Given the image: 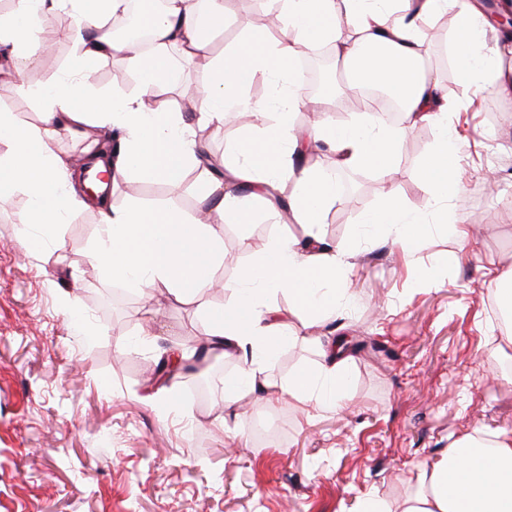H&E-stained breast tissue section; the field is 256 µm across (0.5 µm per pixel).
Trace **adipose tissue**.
<instances>
[{
    "label": "adipose tissue",
    "instance_id": "ef3b65f1",
    "mask_svg": "<svg viewBox=\"0 0 512 512\" xmlns=\"http://www.w3.org/2000/svg\"><path fill=\"white\" fill-rule=\"evenodd\" d=\"M204 2L211 27L222 26L224 0H166L164 16L150 21L153 49L146 53L135 44L117 42L103 29L102 18L118 11L123 0H13L11 17H0V53L13 59L16 79H23L26 64L46 55L52 22L62 10L72 15L82 66L39 92V124L22 125L13 113L0 111V200H8L16 189H27L29 204L17 222L42 237L85 209L77 190L78 173L54 150L64 124L124 131V148L117 157L94 155V169L116 177L172 183L188 168L202 167L189 125L180 113L161 108L154 89L173 64L172 48H180L188 58L206 59L209 78L192 90L200 123L219 128L246 111L254 133L227 142L216 160L224 169V191L216 193L214 182L205 180L201 200L217 197L222 217L230 224L245 223L254 203L263 202L269 220L301 225L307 237L301 248L288 239H274L229 284V305L201 310L211 345L239 358L235 395H243L267 388L271 356L295 333L288 313L318 319L350 295V251L331 247L320 237L325 214L339 198L336 185L319 167L295 162L296 152H308L324 141L332 145L340 165L387 171L411 128L429 122L437 136L417 177L443 203L458 186V139L448 124L438 82L418 51L417 20L455 9L450 42L465 84L483 83L511 97L512 66L503 65L499 49L487 47L489 23L475 0H279L283 40L252 31L219 54L199 25ZM346 27L352 38H344ZM317 42L334 44L348 65V92L373 84L400 100L403 124H386L366 105L345 126L322 124L294 131L291 116L303 95L293 61ZM114 55L139 73L137 93L109 100L88 95L85 73L94 61ZM260 75L268 77L272 93L252 108L247 90ZM287 182L294 191L283 210L273 199ZM99 209L100 233L87 258L107 280L143 296L163 288L189 301L213 287L215 270L224 261L221 230L186 221L168 207L120 206L104 200ZM368 221L387 227L393 244L405 255L425 245L419 217L395 190L385 193ZM347 365L341 346L317 347L315 360L277 386L273 399L292 400L308 409L337 406ZM415 480L401 512H512V432L464 436L431 467L418 469Z\"/></svg>",
    "mask_w": 512,
    "mask_h": 512
}]
</instances>
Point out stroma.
Here are the masks:
<instances>
[{
	"label": "stroma",
	"instance_id": "stroma-1",
	"mask_svg": "<svg viewBox=\"0 0 512 512\" xmlns=\"http://www.w3.org/2000/svg\"><path fill=\"white\" fill-rule=\"evenodd\" d=\"M454 22L449 12L424 23L420 52L461 135L459 187L448 209L472 225L473 251L449 267L459 246L415 176L435 138L432 124L412 129L392 171H372L358 186L356 169H346L348 201L329 208L321 234L354 254L352 298L306 330L323 345H346L344 409L308 415L291 401L267 405L259 392L225 407L237 361L217 353L206 400L195 399L179 371L166 382L171 398L155 397L146 367L169 350L193 356L206 327L201 305L223 306L229 295L195 302L159 291L146 301L126 290L120 309L103 312L114 285L86 259L100 230L97 210L60 225L32 252L16 222L27 192L0 205V512H353L369 493L397 512L415 465L435 462L464 435L512 431V349L493 352L502 329L480 270L487 259L512 270V184L500 180L512 170V99L464 87L448 48ZM70 27L69 14H60L54 61L29 66L21 83L0 78V105L39 121L37 90L79 67ZM179 69V83L158 94L190 119L196 104L181 88L202 84L207 67L185 58ZM138 86L119 57L102 58L87 81L105 95ZM391 187L424 220L429 242L411 258L363 222ZM197 189L130 176L111 195L191 221ZM263 210L256 204L247 223L224 225L218 278L234 281L276 237L301 241L299 225L270 223ZM425 267L439 275L422 287ZM70 294L96 325L93 340L68 312ZM146 319L158 342L131 347Z\"/></svg>",
	"mask_w": 512,
	"mask_h": 512
}]
</instances>
